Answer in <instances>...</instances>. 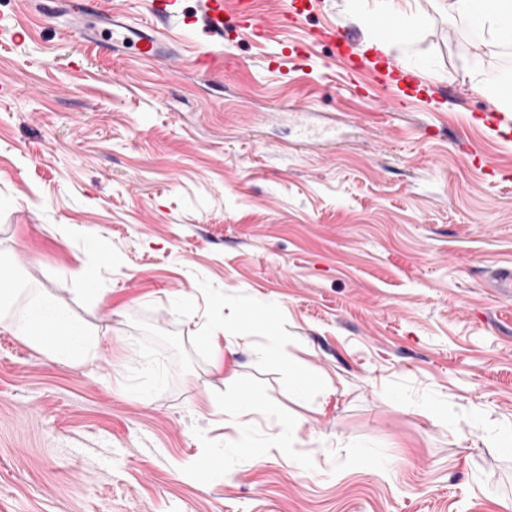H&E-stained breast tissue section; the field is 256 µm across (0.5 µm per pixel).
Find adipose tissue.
I'll return each instance as SVG.
<instances>
[{
    "instance_id": "obj_1",
    "label": "adipose tissue",
    "mask_w": 512,
    "mask_h": 512,
    "mask_svg": "<svg viewBox=\"0 0 512 512\" xmlns=\"http://www.w3.org/2000/svg\"><path fill=\"white\" fill-rule=\"evenodd\" d=\"M346 4L365 28H372L377 19L393 23V36L375 42L384 52L413 43L423 23L422 17L413 11L399 9L395 0H346ZM448 12L453 19L466 24L477 42L512 46V0H448ZM11 329L15 335L71 361L91 360L97 355L98 342L86 326L72 319L48 293L39 289Z\"/></svg>"
}]
</instances>
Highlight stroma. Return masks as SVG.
Here are the masks:
<instances>
[{"mask_svg": "<svg viewBox=\"0 0 512 512\" xmlns=\"http://www.w3.org/2000/svg\"><path fill=\"white\" fill-rule=\"evenodd\" d=\"M412 2L417 40L385 53L345 0H253L260 38L224 0L230 65L203 74V33L146 62L0 0V268L99 346L67 363L0 326V512H512V452L486 445L512 426V302L487 286L512 136L470 75L512 48ZM335 27L361 61L311 37ZM389 57L420 92L383 84ZM296 368L327 386L289 392ZM244 388L225 423L210 398ZM251 406L252 399L248 396L236 397L228 402H224L223 397L211 400V407L222 411L224 409L225 422L237 421L250 412Z\"/></svg>", "mask_w": 512, "mask_h": 512, "instance_id": "1", "label": "stroma"}]
</instances>
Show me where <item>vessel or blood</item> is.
Segmentation results:
<instances>
[{
	"mask_svg": "<svg viewBox=\"0 0 512 512\" xmlns=\"http://www.w3.org/2000/svg\"><path fill=\"white\" fill-rule=\"evenodd\" d=\"M176 0H150L151 23H133L105 12L101 0H39L40 10L49 16H65L69 25L66 38L77 37L100 49L118 45L134 47L144 60L170 57L173 48L166 36V25L179 19L183 28L202 30L209 40H224V0H201L197 13L182 17Z\"/></svg>",
	"mask_w": 512,
	"mask_h": 512,
	"instance_id": "vessel-or-blood-1",
	"label": "vessel or blood"
}]
</instances>
